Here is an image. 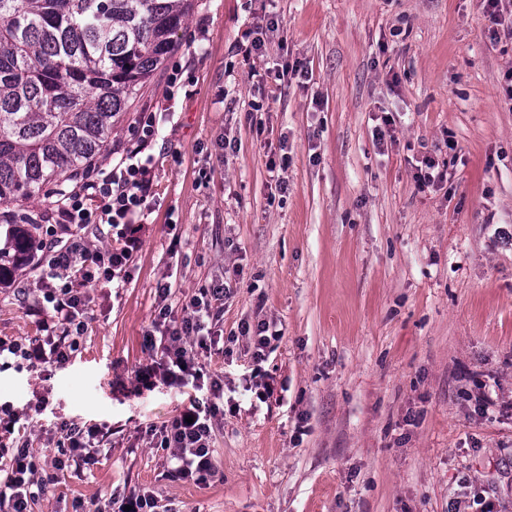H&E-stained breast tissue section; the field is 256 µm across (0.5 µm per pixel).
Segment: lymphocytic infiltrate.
Wrapping results in <instances>:
<instances>
[{
    "label": "lymphocytic infiltrate",
    "instance_id": "1",
    "mask_svg": "<svg viewBox=\"0 0 512 512\" xmlns=\"http://www.w3.org/2000/svg\"><path fill=\"white\" fill-rule=\"evenodd\" d=\"M135 133L114 148L112 164L77 176L72 189L48 212V227L34 239L23 263L41 273V288L29 307L39 319L40 336L0 341V362L22 360L31 367L64 364L85 332V314L92 298L90 285L124 282L142 244L141 217L152 195L154 156L151 152L159 129L155 109L138 113ZM112 237L107 250L91 249L88 232ZM231 279L201 289L174 317L161 306L153 328L144 337L149 353L135 371L137 388L163 386L185 393L178 413L158 430L160 445L168 452L166 464L178 479L204 484L217 473L212 443L213 425L224 415L219 377H206L200 353L215 351L220 336L216 322L224 301L232 293ZM62 447L57 469L83 472L95 462L103 439L95 425L61 422ZM8 458V471L0 481V512H30L36 497V457L26 445L1 446L0 459Z\"/></svg>",
    "mask_w": 512,
    "mask_h": 512
}]
</instances>
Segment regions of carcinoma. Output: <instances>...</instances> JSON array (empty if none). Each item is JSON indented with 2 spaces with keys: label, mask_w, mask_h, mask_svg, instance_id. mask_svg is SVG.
Returning <instances> with one entry per match:
<instances>
[{
  "label": "carcinoma",
  "mask_w": 512,
  "mask_h": 512,
  "mask_svg": "<svg viewBox=\"0 0 512 512\" xmlns=\"http://www.w3.org/2000/svg\"><path fill=\"white\" fill-rule=\"evenodd\" d=\"M193 0H0V209L103 154Z\"/></svg>",
  "instance_id": "cac0c4a2"
}]
</instances>
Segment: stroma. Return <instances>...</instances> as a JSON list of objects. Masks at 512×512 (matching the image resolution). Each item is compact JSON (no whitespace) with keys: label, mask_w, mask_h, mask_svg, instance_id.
Segmentation results:
<instances>
[{"label":"stroma","mask_w":512,"mask_h":512,"mask_svg":"<svg viewBox=\"0 0 512 512\" xmlns=\"http://www.w3.org/2000/svg\"><path fill=\"white\" fill-rule=\"evenodd\" d=\"M266 20L277 29L244 58L243 31ZM488 27L480 0H197L176 36L194 85L167 101L157 73L112 131L128 140L164 102L128 280L91 287L66 365L0 370V405L37 457L30 512H98L124 487L176 512H512V37ZM295 60L307 77L266 78ZM427 156L448 180L422 191ZM233 268L224 352L204 360L224 380L219 475L195 484L149 432L180 396L136 391L134 372L161 303L180 312ZM38 276L22 265L0 285V340L40 335L23 300ZM244 320L281 333L263 400ZM63 421L104 432L84 473L54 467Z\"/></svg>","instance_id":"35a3bbf8"}]
</instances>
